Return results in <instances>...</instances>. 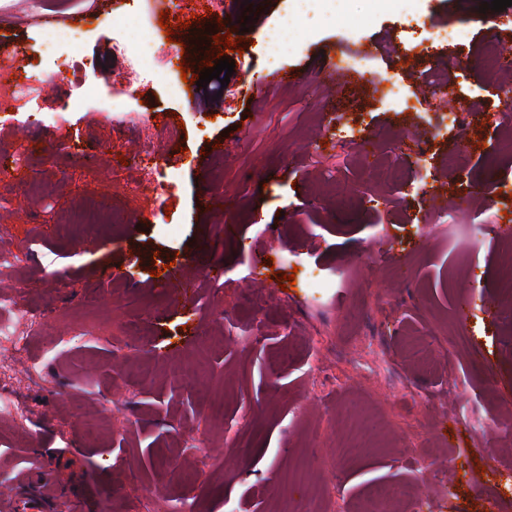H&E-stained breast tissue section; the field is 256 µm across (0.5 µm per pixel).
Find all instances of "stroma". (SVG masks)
Instances as JSON below:
<instances>
[{
  "mask_svg": "<svg viewBox=\"0 0 512 512\" xmlns=\"http://www.w3.org/2000/svg\"><path fill=\"white\" fill-rule=\"evenodd\" d=\"M254 2L248 32H232L243 54L222 55L234 72L209 117L177 69L126 100L125 111L183 121L176 140L151 146L113 125L107 82L66 111L84 63L121 74L112 30L134 17L140 37L194 63L186 30L163 43L162 12L213 35L219 16L172 0H0V37L48 80L38 126L0 112V158L23 160L0 176L12 256L0 292L59 330L55 347L30 342L40 380H0L32 408L24 433L0 413V493L38 450L59 484L54 512L77 493L89 512H163L183 497L195 512H351L403 483L424 512H512V326L487 310L512 274V118L499 96L512 69L491 82L482 62L487 41L512 43V6L344 0L340 25L320 0L296 15L291 0ZM287 13L296 46L269 58L265 36ZM54 26L76 32L74 48L47 46ZM440 30L464 32V46L434 40ZM65 53L74 67L62 74ZM326 56L365 63L339 82L318 71ZM291 70L302 81L274 83ZM427 70L454 98L424 92ZM454 112L480 118L454 124ZM348 128L359 144L340 138ZM147 149L179 172L161 206L130 190ZM402 156L405 181L383 176ZM478 181L493 193H474ZM207 194L230 208L204 213ZM283 274L295 277L286 291ZM174 275L194 286L180 303L164 284ZM284 346L296 352L288 365L274 361ZM101 415L111 434H89L86 417ZM421 461L422 478L405 482Z\"/></svg>",
  "mask_w": 512,
  "mask_h": 512,
  "instance_id": "35a3bbf8",
  "label": "stroma"
}]
</instances>
